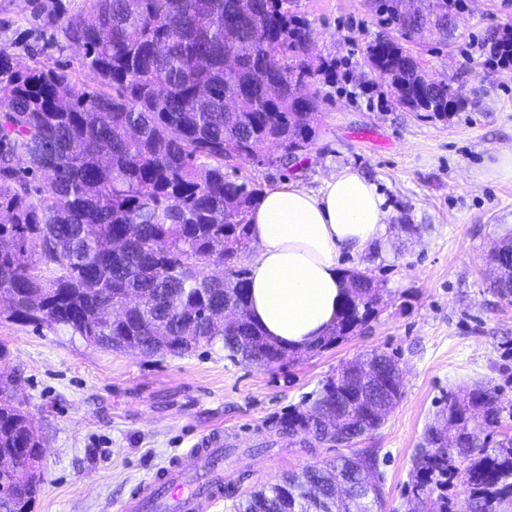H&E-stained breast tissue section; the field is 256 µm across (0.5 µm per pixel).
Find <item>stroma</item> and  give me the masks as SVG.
Returning a JSON list of instances; mask_svg holds the SVG:
<instances>
[{
	"instance_id": "35a3bbf8",
	"label": "stroma",
	"mask_w": 512,
	"mask_h": 512,
	"mask_svg": "<svg viewBox=\"0 0 512 512\" xmlns=\"http://www.w3.org/2000/svg\"><path fill=\"white\" fill-rule=\"evenodd\" d=\"M85 6L0 0V48L23 65L44 53L69 65L76 83H92L77 45L61 36L46 42ZM288 9L311 28L314 57L336 63L331 79L312 85L316 135L294 164L237 161L229 170L262 190L295 181L315 191L344 167L375 183L390 211L386 232L340 262L378 280L376 314L328 349L270 367L232 361L219 342L145 357L0 318V371L17 380L43 439L32 512H120L136 484L215 427L241 433L224 456L229 496L213 510L233 512L236 497L344 453L311 438L275 441L277 421L309 410L328 377L374 351L396 359L401 399L359 445L378 451L386 512H407L413 459L448 393L480 385L512 401V303L494 294L488 261L512 236V180L482 175L512 148V73L461 55L469 40L512 24V0H468L448 39L413 42L374 0H288ZM380 39L403 45L428 78L450 83L462 109L440 121L396 105L365 62V46Z\"/></svg>"
}]
</instances>
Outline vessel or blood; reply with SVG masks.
<instances>
[{"label":"vessel or blood","instance_id":"b4317fda","mask_svg":"<svg viewBox=\"0 0 512 512\" xmlns=\"http://www.w3.org/2000/svg\"><path fill=\"white\" fill-rule=\"evenodd\" d=\"M234 445L220 428L199 437L184 455L135 486L122 512H208L224 498V451Z\"/></svg>","mask_w":512,"mask_h":512}]
</instances>
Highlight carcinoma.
<instances>
[{
    "label": "carcinoma",
    "instance_id": "1",
    "mask_svg": "<svg viewBox=\"0 0 512 512\" xmlns=\"http://www.w3.org/2000/svg\"><path fill=\"white\" fill-rule=\"evenodd\" d=\"M66 21L96 85L65 70L21 68L0 48V316L93 336L97 347L184 356L221 340L234 361L271 366L291 354L327 349L365 322L382 288L364 271L345 276L336 323L290 351L249 316L234 327L209 314L247 308L249 213L261 191L224 174L227 162H267L278 143L288 166L315 133L318 101L309 86L331 63L310 55L311 29L288 14V0H88ZM380 0L406 35L448 38V0ZM370 70L396 103L430 118L461 106L454 91L425 79L420 63L383 39L366 48ZM495 292L512 303V242L492 253ZM367 371L349 363L322 384L310 410L278 424L288 438L312 432L345 446L378 429L401 396V372L373 352ZM504 405L482 386L448 394V410L427 427L414 460L408 512H432L435 490L460 480L459 512L512 507V435L493 453L485 438ZM453 433L455 465L443 444ZM42 447L26 411L0 386V452ZM378 451L361 448L264 486L235 512H376L384 499ZM41 481L15 495L0 472V512H31Z\"/></svg>",
    "mask_w": 512,
    "mask_h": 512
}]
</instances>
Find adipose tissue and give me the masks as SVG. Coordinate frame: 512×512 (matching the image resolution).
<instances>
[{
  "mask_svg": "<svg viewBox=\"0 0 512 512\" xmlns=\"http://www.w3.org/2000/svg\"><path fill=\"white\" fill-rule=\"evenodd\" d=\"M249 312L266 336L297 348L330 328L344 296L341 252L363 253L389 211L375 184L345 167L312 192L294 181L266 190L249 216Z\"/></svg>",
  "mask_w": 512,
  "mask_h": 512,
  "instance_id": "adipose-tissue-1",
  "label": "adipose tissue"
}]
</instances>
